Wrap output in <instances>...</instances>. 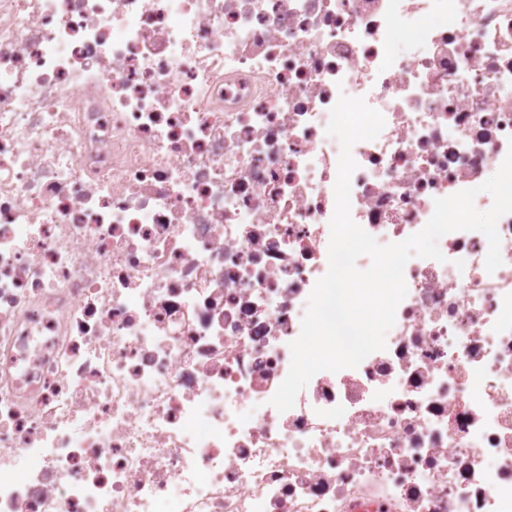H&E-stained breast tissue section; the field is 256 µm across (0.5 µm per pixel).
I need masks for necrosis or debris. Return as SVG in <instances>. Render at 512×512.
Listing matches in <instances>:
<instances>
[{"instance_id":"obj_1","label":"necrosis or debris","mask_w":512,"mask_h":512,"mask_svg":"<svg viewBox=\"0 0 512 512\" xmlns=\"http://www.w3.org/2000/svg\"><path fill=\"white\" fill-rule=\"evenodd\" d=\"M343 94L385 119L351 217L403 241L512 149V0H0V512H512V214L270 404Z\"/></svg>"}]
</instances>
